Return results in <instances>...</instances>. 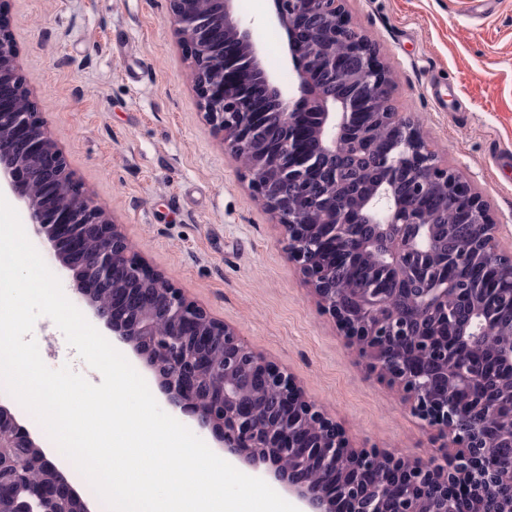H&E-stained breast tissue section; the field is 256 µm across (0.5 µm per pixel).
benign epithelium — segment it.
Segmentation results:
<instances>
[{
    "mask_svg": "<svg viewBox=\"0 0 512 512\" xmlns=\"http://www.w3.org/2000/svg\"><path fill=\"white\" fill-rule=\"evenodd\" d=\"M235 0H169L170 24L189 48L191 81L214 131L251 175L282 225L288 250L336 324L412 414L450 452L426 462L349 447L294 377L258 357L230 326L150 271L126 237L71 177L18 73L0 18V189L24 203L112 335L146 356L168 404L224 453L268 476L302 512H483L506 488L512 414L492 411L484 379L512 402V254L489 251L495 228L481 197L407 115L390 105V71L349 17L345 0H273L267 23L288 33L296 93L263 63L264 46ZM346 41L350 50L336 49ZM303 111H297V107ZM386 171L355 189L339 158L347 145ZM448 211L475 229L454 276L440 251ZM368 262L346 288L336 271ZM472 310L455 326L448 301ZM0 512H90L30 432L0 406Z\"/></svg>",
    "mask_w": 512,
    "mask_h": 512,
    "instance_id": "benign-epithelium-1",
    "label": "benign epithelium"
}]
</instances>
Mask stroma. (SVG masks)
Returning <instances> with one entry per match:
<instances>
[{"label": "stroma", "instance_id": "35a3bbf8", "mask_svg": "<svg viewBox=\"0 0 512 512\" xmlns=\"http://www.w3.org/2000/svg\"><path fill=\"white\" fill-rule=\"evenodd\" d=\"M235 6L258 38L274 37L264 66L295 88L287 35L266 23L272 0ZM168 10V0H0L40 120L146 266L290 372L351 447L427 460L439 438L347 346L205 121ZM346 10L394 76L395 110L469 178L512 251V0L474 14L458 0H346ZM33 337L49 368L101 383L49 317Z\"/></svg>", "mask_w": 512, "mask_h": 512}]
</instances>
